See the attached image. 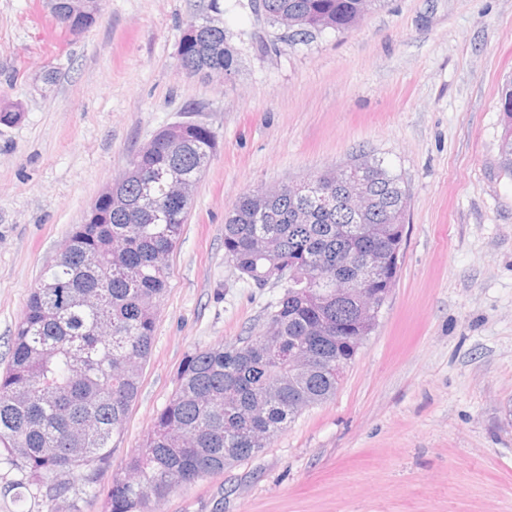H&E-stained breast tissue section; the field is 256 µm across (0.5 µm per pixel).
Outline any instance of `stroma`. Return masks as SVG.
<instances>
[{"mask_svg":"<svg viewBox=\"0 0 512 512\" xmlns=\"http://www.w3.org/2000/svg\"><path fill=\"white\" fill-rule=\"evenodd\" d=\"M102 0L74 36L44 0H0V370L29 293L102 188L167 125L219 147L169 255L151 354L98 483L169 400L186 354L262 334L278 284L243 278L224 217L244 193L368 156L408 194L403 255L336 394L256 456L175 488L159 512H512V178L501 92L512 0H385L293 47L251 0ZM215 14L238 66L179 68L187 24ZM55 82L43 80L46 70ZM0 449V512H103L31 494Z\"/></svg>","mask_w":512,"mask_h":512,"instance_id":"stroma-1","label":"stroma"}]
</instances>
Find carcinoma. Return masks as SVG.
Segmentation results:
<instances>
[{
	"mask_svg": "<svg viewBox=\"0 0 512 512\" xmlns=\"http://www.w3.org/2000/svg\"><path fill=\"white\" fill-rule=\"evenodd\" d=\"M260 2L269 15L300 12L309 27L338 32L357 25L363 7L362 0ZM501 112L500 165L512 177V82L502 91ZM217 149L215 133L203 126L183 132L178 153L156 144L124 191L132 201L151 193L157 208L101 204L31 290L0 373V447L20 484L57 496L83 471L81 493L105 496V512H156L175 487L258 454L256 442L271 441L303 409L336 394V361L347 366L356 354L352 337L360 343L372 329L354 321L356 299L337 300L328 284L356 276L365 258L381 251L391 266L380 287L393 288L403 244L406 189L374 159L365 160L362 177L375 205L362 218L322 204V195L341 192L334 171L307 179L302 196L283 192L264 214L249 194L239 198L224 218V251L242 276L259 286L281 283L284 294L262 335L183 358L175 391L125 475L104 492L96 487L138 396L168 285L167 258L184 225L185 205L167 198L163 174L179 163L200 177ZM261 237L276 239L279 249H260ZM304 344L317 362L297 377L288 356Z\"/></svg>",
	"mask_w": 512,
	"mask_h": 512,
	"instance_id": "1",
	"label": "carcinoma"
}]
</instances>
